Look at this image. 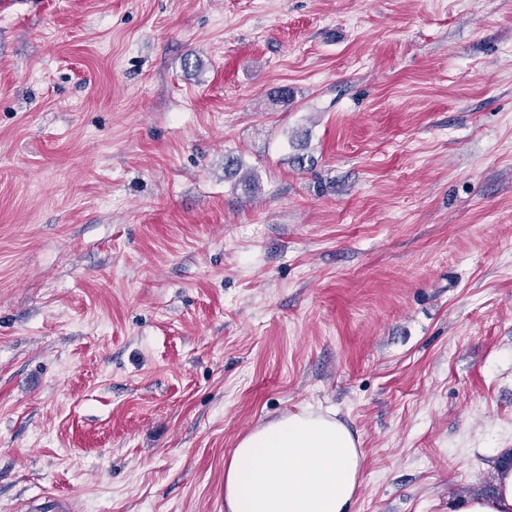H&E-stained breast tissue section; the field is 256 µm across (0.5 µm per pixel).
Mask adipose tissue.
Listing matches in <instances>:
<instances>
[{"mask_svg":"<svg viewBox=\"0 0 512 512\" xmlns=\"http://www.w3.org/2000/svg\"><path fill=\"white\" fill-rule=\"evenodd\" d=\"M487 497L448 512H512V467L497 466ZM363 485L358 441L329 412L305 409L245 434L224 465V512H350Z\"/></svg>","mask_w":512,"mask_h":512,"instance_id":"obj_1","label":"adipose tissue"}]
</instances>
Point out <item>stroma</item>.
<instances>
[{"label": "stroma", "mask_w": 512, "mask_h": 512, "mask_svg": "<svg viewBox=\"0 0 512 512\" xmlns=\"http://www.w3.org/2000/svg\"><path fill=\"white\" fill-rule=\"evenodd\" d=\"M308 407L351 512L493 493L512 0H0V512H224Z\"/></svg>", "instance_id": "1"}]
</instances>
